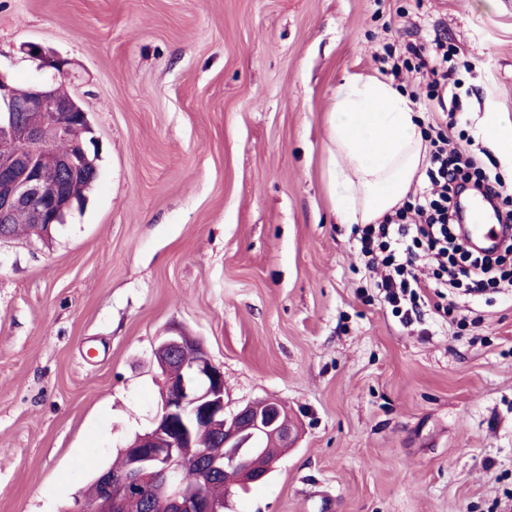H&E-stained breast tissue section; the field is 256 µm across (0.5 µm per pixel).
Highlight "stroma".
Masks as SVG:
<instances>
[{
  "mask_svg": "<svg viewBox=\"0 0 512 512\" xmlns=\"http://www.w3.org/2000/svg\"><path fill=\"white\" fill-rule=\"evenodd\" d=\"M455 52L458 126L512 191L504 0H0V72L67 59L98 175L52 237L0 240V512H72L151 428L154 345L178 325L227 410L274 398L300 429L224 512H503L512 497V288L402 326L329 191L328 119L352 75Z\"/></svg>",
  "mask_w": 512,
  "mask_h": 512,
  "instance_id": "stroma-1",
  "label": "stroma"
}]
</instances>
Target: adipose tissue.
I'll use <instances>...</instances> for the list:
<instances>
[{"label":"adipose tissue","instance_id":"ef3b65f1","mask_svg":"<svg viewBox=\"0 0 512 512\" xmlns=\"http://www.w3.org/2000/svg\"><path fill=\"white\" fill-rule=\"evenodd\" d=\"M330 194L344 224H375L409 201L429 141L406 93L353 75L337 89L329 120Z\"/></svg>","mask_w":512,"mask_h":512}]
</instances>
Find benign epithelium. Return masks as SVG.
Masks as SVG:
<instances>
[{
	"mask_svg": "<svg viewBox=\"0 0 512 512\" xmlns=\"http://www.w3.org/2000/svg\"><path fill=\"white\" fill-rule=\"evenodd\" d=\"M26 54L53 68L58 77L68 74L67 61L47 56L38 44L28 45ZM12 90L0 74V222L8 223L18 210H30L35 230L45 237L74 204L70 194L48 187L89 157L85 143L63 153L53 144L67 140L70 129L87 114L75 111L54 86L35 88L20 101ZM33 112L46 114L47 121L28 120ZM154 354L163 392L152 428L123 448L120 469L99 473L95 501L77 503L75 512H123L131 497L142 498L147 512L155 498L169 512H224V500L205 492L209 483L227 469L236 472V487L259 482L268 471L248 468L247 454L260 447L283 451L295 442L296 425L282 401L262 399L225 411L224 372L198 338L170 327L159 337ZM206 429L214 447L198 448L196 434Z\"/></svg>",
	"mask_w": 512,
	"mask_h": 512,
	"instance_id": "benign-epithelium-1",
	"label": "benign epithelium"
}]
</instances>
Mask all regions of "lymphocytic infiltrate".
Segmentation results:
<instances>
[{"label": "lymphocytic infiltrate", "mask_w": 512, "mask_h": 512, "mask_svg": "<svg viewBox=\"0 0 512 512\" xmlns=\"http://www.w3.org/2000/svg\"><path fill=\"white\" fill-rule=\"evenodd\" d=\"M409 66L426 77L432 100L440 97L453 73L439 39L432 55L416 51L414 60H402L392 71L397 74ZM456 124L454 113H447L444 127L431 138L425 185L414 204L380 223L363 225L357 239L372 287L407 325L426 309L439 308L448 289L477 294L500 281L512 283V269L507 266L512 253L511 209L500 214L505 228L500 251H472L459 233L457 196L474 190L494 201L505 185L498 172L453 141L450 131Z\"/></svg>", "instance_id": "f902f5d3"}]
</instances>
